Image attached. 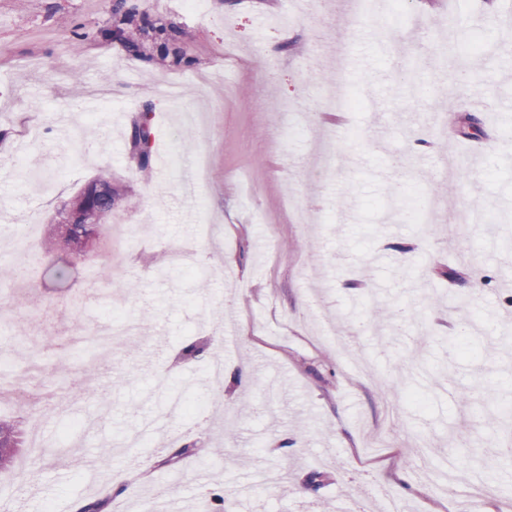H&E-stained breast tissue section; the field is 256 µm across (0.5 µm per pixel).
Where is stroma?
<instances>
[{"mask_svg": "<svg viewBox=\"0 0 512 512\" xmlns=\"http://www.w3.org/2000/svg\"><path fill=\"white\" fill-rule=\"evenodd\" d=\"M115 0H0V297L13 305L0 330V363L12 376L0 415L41 418L50 450L28 468L0 473L12 512H77L107 498L104 512H140L162 493L190 512H385L401 498L411 512H454L452 496L431 494L424 467L403 469L410 435L426 437L432 461L477 443L481 465L512 486V466L494 458L501 405L512 404V0H407L398 14L382 0L372 12L352 0H136L150 19L191 31L192 65L162 57L132 24L141 57L112 33ZM429 58L439 46L459 57L474 82L493 90L491 110H470L442 68L394 58ZM344 55L345 73L336 57ZM335 82H327L329 73ZM360 98L330 121L320 89ZM475 113L470 138L431 136L436 113ZM151 112L167 145V178L140 169L130 152L134 120ZM209 145L207 178L193 193L182 169L199 141ZM332 143L339 174L314 159ZM470 152L441 179L439 155ZM118 199L104 241L83 259L62 247L42 255L29 280L16 279L19 226L43 230L100 170ZM449 212L479 201L495 228L473 224L464 239L420 224L429 197ZM131 227L134 244H121ZM182 240L223 259V276L173 263ZM478 250L462 264L458 254ZM84 293L75 315L63 311ZM402 304L407 320L363 329L367 300ZM339 338L309 330L318 311ZM468 330L457 335L456 319ZM236 342L220 347L225 322ZM196 345V358L182 359ZM224 357L225 377L207 368ZM65 377L16 378L27 361ZM253 371L250 386L234 375ZM422 378L401 387L402 417L388 421L384 385L405 367ZM472 393L458 406L452 389ZM166 425L144 445L115 453L88 483L59 450L104 445L149 423ZM236 434L224 441L225 428ZM299 441L281 452L284 437ZM195 454L176 457L184 444ZM414 486L399 496L398 472Z\"/></svg>", "mask_w": 512, "mask_h": 512, "instance_id": "stroma-1", "label": "stroma"}]
</instances>
